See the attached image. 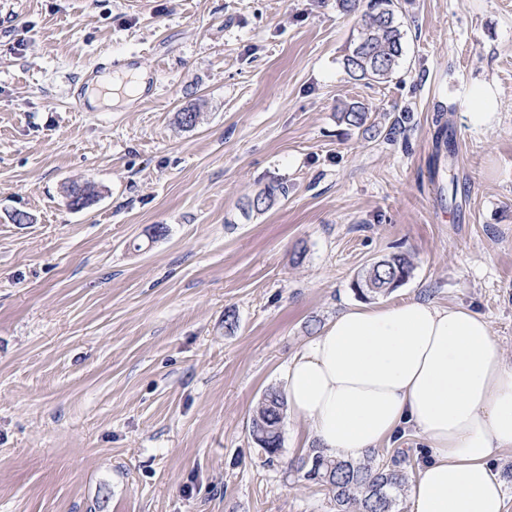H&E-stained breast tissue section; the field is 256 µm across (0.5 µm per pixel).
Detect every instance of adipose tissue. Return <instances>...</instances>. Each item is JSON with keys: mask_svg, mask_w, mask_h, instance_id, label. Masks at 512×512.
I'll return each mask as SVG.
<instances>
[{"mask_svg": "<svg viewBox=\"0 0 512 512\" xmlns=\"http://www.w3.org/2000/svg\"><path fill=\"white\" fill-rule=\"evenodd\" d=\"M283 391L329 455L359 461L414 428L432 457L411 512H505L491 461L512 450V362L475 311L416 299L348 307L291 359Z\"/></svg>", "mask_w": 512, "mask_h": 512, "instance_id": "obj_1", "label": "adipose tissue"}]
</instances>
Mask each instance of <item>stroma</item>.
<instances>
[{
	"instance_id": "stroma-1",
	"label": "stroma",
	"mask_w": 512,
	"mask_h": 512,
	"mask_svg": "<svg viewBox=\"0 0 512 512\" xmlns=\"http://www.w3.org/2000/svg\"><path fill=\"white\" fill-rule=\"evenodd\" d=\"M398 16L403 66L368 84L336 0H0V512H335L291 471L305 424L270 464L249 422L393 253L413 273L374 304L468 307L512 359V0ZM102 54L156 99L73 111ZM353 101L372 131L337 122ZM73 182L99 200L71 209ZM400 451L416 479L414 430L372 454ZM471 101L475 112H469L470 122L474 127L488 125L496 112L493 109L494 101L491 92L486 86L478 85L474 88ZM287 188L283 184H272L264 187L245 204L244 211L250 213H263L272 208L280 196L285 197Z\"/></svg>"
}]
</instances>
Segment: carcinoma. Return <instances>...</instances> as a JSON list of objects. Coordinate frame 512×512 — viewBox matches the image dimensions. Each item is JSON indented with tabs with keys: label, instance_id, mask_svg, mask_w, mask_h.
<instances>
[{
	"label": "carcinoma",
	"instance_id": "obj_1",
	"mask_svg": "<svg viewBox=\"0 0 512 512\" xmlns=\"http://www.w3.org/2000/svg\"><path fill=\"white\" fill-rule=\"evenodd\" d=\"M337 2L346 13L360 12L357 35L350 41L342 60L346 74L356 81H391L402 63L405 39L396 15L395 0H368L362 12L359 11L360 0ZM337 119L361 129L369 120V110L362 103H349L337 113ZM286 194L284 185H268L247 200L244 211L263 213ZM412 271L410 258L404 253H395L372 263L353 282V288L363 297L385 295L404 284ZM287 411L283 391L271 386L253 412L249 434L268 462L281 451ZM406 467V460L399 455L380 466L373 459L352 462L327 456L315 448L294 462V471L300 478L328 492L336 512H394L398 497L408 483Z\"/></svg>",
	"mask_w": 512,
	"mask_h": 512
}]
</instances>
